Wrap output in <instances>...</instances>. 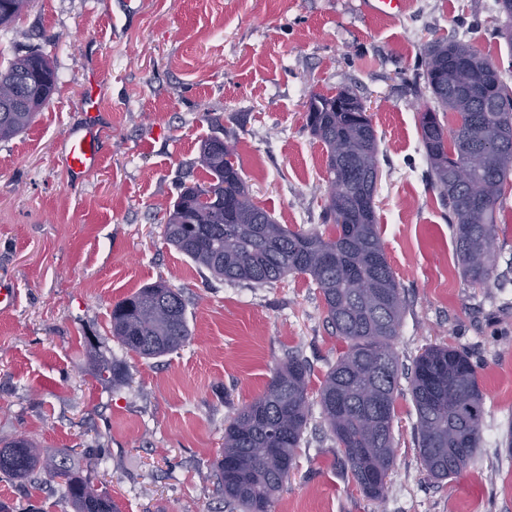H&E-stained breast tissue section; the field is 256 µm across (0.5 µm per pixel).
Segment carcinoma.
Instances as JSON below:
<instances>
[{
	"label": "carcinoma",
	"instance_id": "obj_1",
	"mask_svg": "<svg viewBox=\"0 0 512 512\" xmlns=\"http://www.w3.org/2000/svg\"><path fill=\"white\" fill-rule=\"evenodd\" d=\"M31 0H0V26L20 17ZM419 78L438 109L422 113L420 130L430 184L448 206L455 251L464 277L486 288L491 280L495 214L512 175V87L463 39L429 43L421 53ZM57 88L50 61L31 51L0 68V141L23 132ZM355 96L310 97L307 127L325 146L330 193L326 218L336 235L292 230L257 206L238 168L204 142V184L185 188L164 226L168 244L199 269L230 282L265 284L290 274L306 275L324 302L325 319L347 349L326 374L318 393L321 414L358 488L381 500L394 465L392 426L400 367L393 349L405 314L400 284L377 231L373 196L378 174L377 137L369 115L351 112ZM456 115L447 129L437 110ZM468 160L483 182L484 205L465 201L455 169ZM347 170L350 195L336 193V176ZM363 282L364 288L356 287ZM112 335L127 351L147 358L171 354L191 332L179 290L164 281L116 302ZM94 352L98 380L113 389L127 380L126 366ZM308 368L288 358L264 393L245 405L224 429V453L216 463L217 490L229 512H270L293 467L310 416ZM417 413L416 435L423 465L435 480L449 479L467 466L481 442L483 393L469 357L448 346L431 345L410 369ZM44 474L60 480L73 512H119L75 462L72 448L42 452L25 438L0 448V474L20 480Z\"/></svg>",
	"mask_w": 512,
	"mask_h": 512
}]
</instances>
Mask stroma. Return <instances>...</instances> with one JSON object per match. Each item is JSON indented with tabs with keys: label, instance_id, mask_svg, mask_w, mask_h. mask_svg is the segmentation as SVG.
I'll return each instance as SVG.
<instances>
[{
	"label": "stroma",
	"instance_id": "35a3bbf8",
	"mask_svg": "<svg viewBox=\"0 0 512 512\" xmlns=\"http://www.w3.org/2000/svg\"><path fill=\"white\" fill-rule=\"evenodd\" d=\"M495 0H34L0 27V67L34 49L57 90L24 132L0 142V442L96 448L91 478L120 512H228L213 477L224 428L294 355L313 405L270 512H512V181L497 216L489 287L462 277L453 228L426 173L430 95L414 92L424 47L460 38L512 85V44ZM102 81V162L65 168L84 120L88 70ZM355 93L378 138L377 228L406 302L394 351L411 368L432 344L464 352L484 394L482 439L451 479L424 469L409 380L395 392V463L384 500L352 479L315 400L346 350L308 277L252 286L198 269L163 238L182 187L206 182L201 146L234 150L254 202L280 224L332 235L326 151L305 125L309 98ZM179 288L191 339L146 359L111 334L113 304L159 280ZM124 361L128 385L100 384L89 345ZM7 512H70L57 487L0 477Z\"/></svg>",
	"mask_w": 512,
	"mask_h": 512
}]
</instances>
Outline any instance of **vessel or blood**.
I'll list each match as a JSON object with an SVG mask.
<instances>
[{
	"label": "vessel or blood",
	"instance_id": "1",
	"mask_svg": "<svg viewBox=\"0 0 512 512\" xmlns=\"http://www.w3.org/2000/svg\"><path fill=\"white\" fill-rule=\"evenodd\" d=\"M100 89L97 81H90L84 91L85 124L70 135L65 152V165L70 175L78 180L95 170L101 159L99 151L100 127L97 122V99Z\"/></svg>",
	"mask_w": 512,
	"mask_h": 512
}]
</instances>
